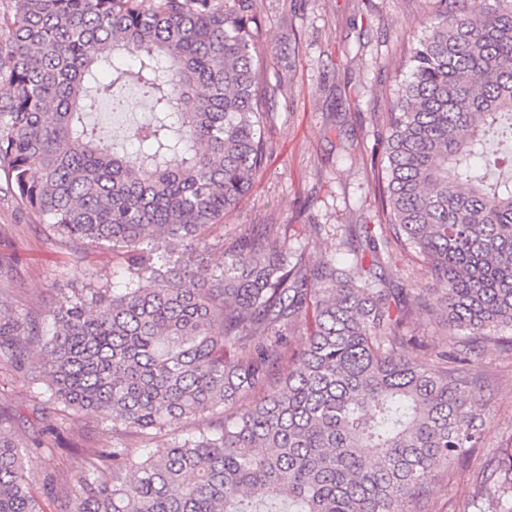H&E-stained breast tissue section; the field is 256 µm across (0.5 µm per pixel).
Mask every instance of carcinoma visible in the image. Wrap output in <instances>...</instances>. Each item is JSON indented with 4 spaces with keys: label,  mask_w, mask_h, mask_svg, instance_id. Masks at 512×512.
<instances>
[{
    "label": "carcinoma",
    "mask_w": 512,
    "mask_h": 512,
    "mask_svg": "<svg viewBox=\"0 0 512 512\" xmlns=\"http://www.w3.org/2000/svg\"><path fill=\"white\" fill-rule=\"evenodd\" d=\"M258 26L255 0H0V191L126 259L120 281L61 293L45 330L0 296V358L73 415L155 443L85 451L75 486L44 475L58 512H403L479 447L467 365L512 352V0L447 6L411 47L377 223L311 225L330 241L316 260L291 225L252 224L209 264L208 231L269 154ZM127 79L151 116L102 152L85 101L132 109L114 93ZM439 314L455 340L412 356L407 324ZM54 451L0 427V512H45L32 479ZM475 498L512 512V452Z\"/></svg>",
    "instance_id": "cac0c4a2"
}]
</instances>
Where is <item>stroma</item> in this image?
I'll return each mask as SVG.
<instances>
[{"label":"stroma","instance_id":"35a3bbf8","mask_svg":"<svg viewBox=\"0 0 512 512\" xmlns=\"http://www.w3.org/2000/svg\"><path fill=\"white\" fill-rule=\"evenodd\" d=\"M442 9L441 0H257L263 76L278 87L265 129L271 153L252 193L211 232L212 260H220L225 240L251 224L289 225L292 246L302 249L311 225L374 220L370 166L385 133L382 116L409 53L410 31H423ZM347 152L352 162L344 161ZM122 263L112 251L65 239L0 199V291L18 316L45 319L60 291L118 280ZM474 368L483 377L476 406L491 418L483 440L466 466L441 469L428 502L408 504V512H462L470 477L512 448V357L490 350ZM49 396L46 384L0 361V419H9L24 442L49 431L57 452L45 467L71 482L79 450L110 447L112 435L73 418Z\"/></svg>","mask_w":512,"mask_h":512}]
</instances>
